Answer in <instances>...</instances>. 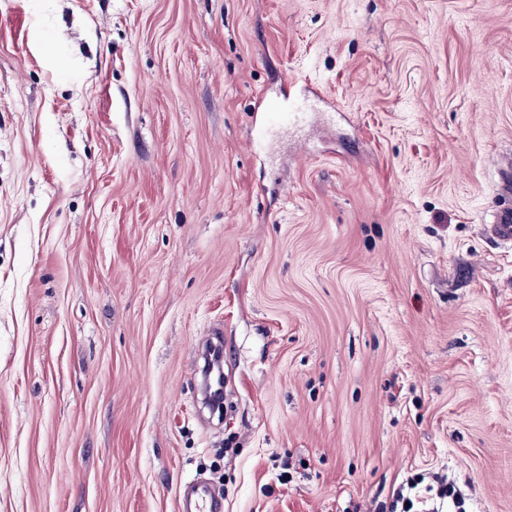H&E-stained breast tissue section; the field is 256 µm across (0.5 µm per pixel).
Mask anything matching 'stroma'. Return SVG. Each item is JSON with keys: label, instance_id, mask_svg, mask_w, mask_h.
Returning a JSON list of instances; mask_svg holds the SVG:
<instances>
[{"label": "stroma", "instance_id": "35a3bbf8", "mask_svg": "<svg viewBox=\"0 0 512 512\" xmlns=\"http://www.w3.org/2000/svg\"><path fill=\"white\" fill-rule=\"evenodd\" d=\"M511 155L512 0H0V512H512ZM263 114L262 122L258 125L259 129H263L268 124L290 129L298 126L304 118L302 112H281L276 108H268ZM489 230L493 238L497 241L511 244L512 243V207H501L494 219V224L489 225ZM424 481L425 476L417 474L393 492L396 507L401 503L400 512H439L444 511L439 508L443 509L445 504H448V512H463L465 493L453 480L436 474L432 476L435 485L426 484L423 490H419ZM183 496L191 512H223L224 502L218 499L203 481L194 480L183 486Z\"/></svg>", "mask_w": 512, "mask_h": 512}]
</instances>
